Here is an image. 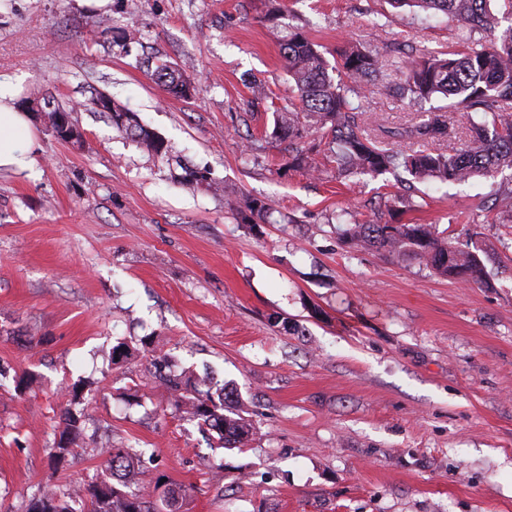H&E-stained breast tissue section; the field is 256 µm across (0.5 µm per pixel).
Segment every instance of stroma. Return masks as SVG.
Listing matches in <instances>:
<instances>
[{
    "label": "stroma",
    "mask_w": 512,
    "mask_h": 512,
    "mask_svg": "<svg viewBox=\"0 0 512 512\" xmlns=\"http://www.w3.org/2000/svg\"><path fill=\"white\" fill-rule=\"evenodd\" d=\"M279 29L331 62L350 42L462 47L445 15L386 0H0V76L18 80L20 107L35 92L67 105L81 133L62 140L30 113L39 178L0 172V512L101 481L105 449L134 442L153 475L189 488L190 512H512V208L498 204L512 173L410 187L341 174L330 155L292 164L272 134L294 96ZM159 60L198 92L164 91ZM100 95L167 154L90 109ZM364 108L372 135L421 149L398 94L368 84ZM228 197L281 221L239 223ZM342 211L433 225L480 253L489 280L347 245ZM120 339L132 354L116 364ZM160 356L236 387L244 447L176 410ZM66 409L84 430L57 463Z\"/></svg>",
    "instance_id": "stroma-1"
}]
</instances>
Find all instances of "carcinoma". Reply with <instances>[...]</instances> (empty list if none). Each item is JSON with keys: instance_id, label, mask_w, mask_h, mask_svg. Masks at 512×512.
I'll list each match as a JSON object with an SVG mask.
<instances>
[{"instance_id": "carcinoma-1", "label": "carcinoma", "mask_w": 512, "mask_h": 512, "mask_svg": "<svg viewBox=\"0 0 512 512\" xmlns=\"http://www.w3.org/2000/svg\"><path fill=\"white\" fill-rule=\"evenodd\" d=\"M394 8L417 7L425 13H443L464 29L467 47L463 51L435 52L404 62L398 90L408 105L415 107L441 95L451 106L480 115L472 123L463 147L453 154L429 149L404 150L377 143L358 125L364 111L363 91L369 81H383L384 63L373 51L352 46L340 55L343 77L329 74V64L321 51L299 31H290L280 41L288 74L294 82L303 118H298L295 104L276 114L274 133L288 141L293 161L308 164L316 145L303 148L298 139L302 128H314L332 136L336 145L337 167L349 174L378 176L406 172L419 181L440 180L462 183L475 176H492L504 169L512 170V26L489 42L474 38L475 32H493L500 23L501 11L494 0H388ZM157 83L167 93L178 96L188 85L178 69L160 62L152 71ZM112 122L148 152L158 155L163 140L141 125L134 113L118 105ZM455 132L448 111L430 112L426 119L397 133L426 143L440 142ZM232 209L243 224L272 223L273 208L258 199H242ZM336 233L353 245H370L406 260H416L442 277L482 282L485 266L478 255L455 247L438 237L428 224H394L371 221L352 224L344 215H336ZM171 390L178 393L177 405L190 418L200 421L218 435L219 447L239 448L253 434L250 423L238 411L234 389H213L209 380L191 376L165 377ZM64 429L52 456L63 459L81 434L79 418L65 410L61 414ZM112 476L130 473L145 477L137 492H126L109 480L83 489L37 491L27 512H182L186 505L184 489H160V479L140 469L145 451L134 445L108 448ZM81 508H75V504Z\"/></svg>"}]
</instances>
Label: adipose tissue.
Listing matches in <instances>:
<instances>
[{
    "label": "adipose tissue",
    "mask_w": 512,
    "mask_h": 512,
    "mask_svg": "<svg viewBox=\"0 0 512 512\" xmlns=\"http://www.w3.org/2000/svg\"><path fill=\"white\" fill-rule=\"evenodd\" d=\"M12 80H0V170L35 173L36 135L28 115L14 104Z\"/></svg>",
    "instance_id": "1"
}]
</instances>
